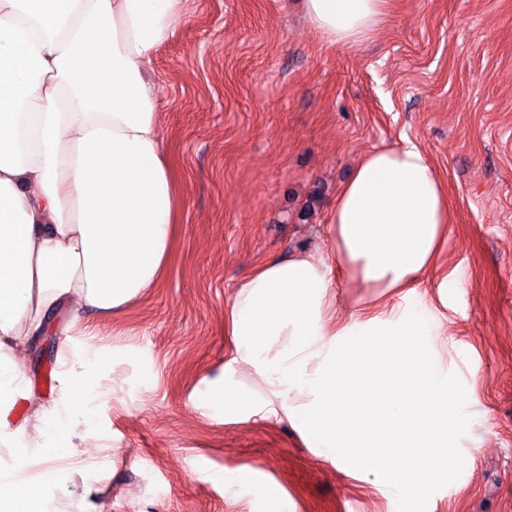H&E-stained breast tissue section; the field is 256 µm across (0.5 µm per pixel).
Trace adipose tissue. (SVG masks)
Wrapping results in <instances>:
<instances>
[{
	"instance_id": "obj_1",
	"label": "adipose tissue",
	"mask_w": 512,
	"mask_h": 512,
	"mask_svg": "<svg viewBox=\"0 0 512 512\" xmlns=\"http://www.w3.org/2000/svg\"><path fill=\"white\" fill-rule=\"evenodd\" d=\"M327 44L356 48L387 0H295ZM186 0H0V512H102L109 485L58 463L94 436L115 388L99 353L63 346L51 399L16 355L39 336L86 335L157 286L181 200L145 74ZM447 190L415 143L373 150L336 195L329 257H270L224 308L227 371L203 407L287 420L332 462L379 468L416 490L461 427L443 376L435 314L353 308L330 323L341 270L358 288H418L447 241Z\"/></svg>"
}]
</instances>
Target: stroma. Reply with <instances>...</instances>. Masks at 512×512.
<instances>
[{
    "instance_id": "stroma-1",
    "label": "stroma",
    "mask_w": 512,
    "mask_h": 512,
    "mask_svg": "<svg viewBox=\"0 0 512 512\" xmlns=\"http://www.w3.org/2000/svg\"><path fill=\"white\" fill-rule=\"evenodd\" d=\"M147 78L184 199L174 253L157 288L70 339L107 358L119 388L95 424L126 450L105 512H512V0H390L357 49L328 46L291 0H188ZM408 140L448 188L447 294L384 296L333 273L337 323L356 304H423L440 318L466 421L451 439L457 465L397 495L287 421L196 401L228 358L224 308L247 274L272 255L327 253L357 160ZM61 342L41 337L19 358L47 399Z\"/></svg>"
}]
</instances>
